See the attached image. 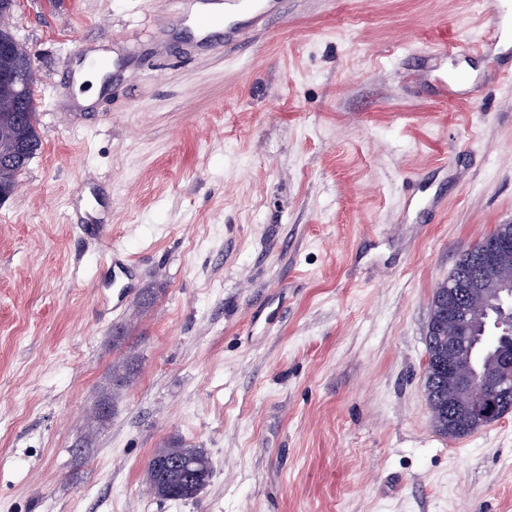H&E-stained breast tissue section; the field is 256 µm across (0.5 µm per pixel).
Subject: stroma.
<instances>
[{
	"label": "stroma",
	"instance_id": "35a3bbf8",
	"mask_svg": "<svg viewBox=\"0 0 512 512\" xmlns=\"http://www.w3.org/2000/svg\"><path fill=\"white\" fill-rule=\"evenodd\" d=\"M489 14L275 0L204 54L159 0H19L42 146L0 204V512H512V415L451 439L424 389L434 290L512 224V77L428 55ZM96 50L124 71L82 109ZM171 436L211 460L188 501L145 484ZM90 71V70H89ZM87 71L86 69L80 70L76 74V92H77V101L81 106L90 105L100 91L99 80L96 75L92 74L93 71ZM91 83L89 89H82V86L86 83Z\"/></svg>",
	"mask_w": 512,
	"mask_h": 512
}]
</instances>
